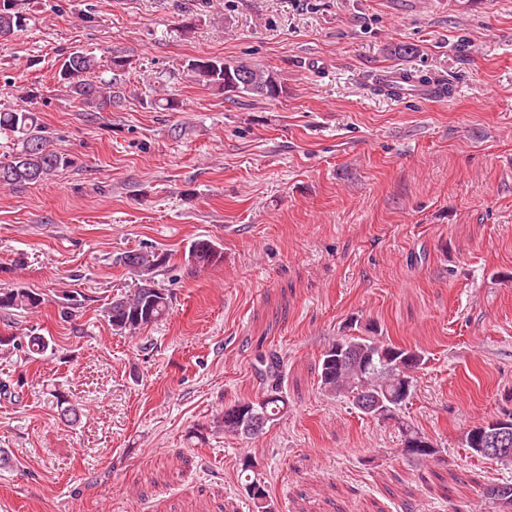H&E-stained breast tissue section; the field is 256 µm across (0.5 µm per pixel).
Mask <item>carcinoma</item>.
Returning a JSON list of instances; mask_svg holds the SVG:
<instances>
[{
    "mask_svg": "<svg viewBox=\"0 0 512 512\" xmlns=\"http://www.w3.org/2000/svg\"><path fill=\"white\" fill-rule=\"evenodd\" d=\"M26 17L16 9L15 0H0V34H14L23 30ZM190 70L200 81L217 89L224 88V71L238 76V85L232 92L276 100L285 88L275 73L260 65L227 63L220 59H198ZM58 83L70 95L87 105L101 109L112 104V81L103 79L100 61L96 55L76 50L60 64ZM13 133L19 148L10 159L0 161V186L23 187L45 181L58 170L72 164L69 155L49 148L46 136L35 109L0 110V131ZM222 259L221 249L210 239L194 240L188 250V263L209 267ZM167 261V256L153 250L129 251L120 254L116 262L131 269L139 277L140 287L132 298H115L105 313L112 330L118 335L135 334L162 321L169 313L171 293L155 282L156 273ZM44 302L41 295L23 288H0V310L35 312ZM52 340L38 333L25 339V357L33 362L49 349ZM424 363V355L416 349L399 347L391 342L370 336H342L336 339L321 355L318 379L324 392L337 397L352 399L353 407L364 413L363 406L378 402L397 413L405 405L403 385L414 390L416 378L411 372ZM280 357L273 354L266 360L264 377L268 384L263 396L255 401H239L224 408L214 421L215 427L225 433L253 438L263 433L247 424L248 408L261 413L272 424L288 412V401L282 395ZM493 431V422L482 423L466 435L470 449L482 444L483 437ZM404 454L417 459H427L437 453L429 439L418 431L403 427ZM489 498L507 501L512 509V484L496 483L486 487Z\"/></svg>",
    "mask_w": 512,
    "mask_h": 512,
    "instance_id": "obj_1",
    "label": "carcinoma"
}]
</instances>
